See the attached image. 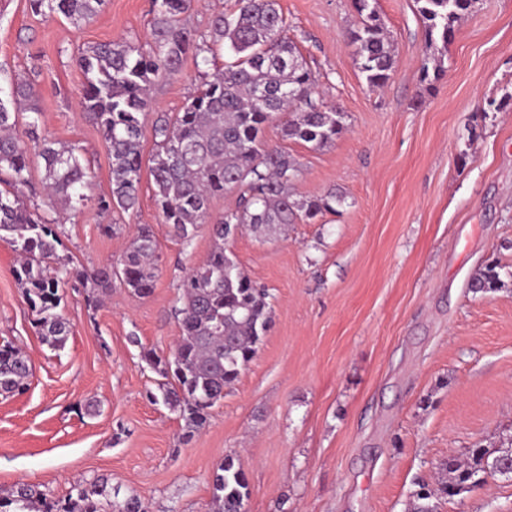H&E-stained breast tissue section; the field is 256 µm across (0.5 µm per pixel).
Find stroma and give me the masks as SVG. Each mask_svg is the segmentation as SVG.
I'll return each instance as SVG.
<instances>
[{
    "instance_id": "1",
    "label": "stroma",
    "mask_w": 512,
    "mask_h": 512,
    "mask_svg": "<svg viewBox=\"0 0 512 512\" xmlns=\"http://www.w3.org/2000/svg\"><path fill=\"white\" fill-rule=\"evenodd\" d=\"M315 76L313 99L333 104L345 130L323 148L264 133L301 167L294 199L335 194L338 213L262 233L227 252L272 295L273 322L203 428L186 435L177 412L152 402L159 375L142 348L169 354L180 336L178 285L213 245L209 225L182 241L161 224L150 176L137 207L100 211L111 189L99 128L79 106V48L151 40V0H106L90 22L33 14L0 0V84L40 65L42 135L75 146L89 166L85 204L33 198L58 224L71 268L118 263L138 225H151L150 296L120 284L90 303L72 280L59 310L71 331L45 344L15 252L0 242V338L16 341L33 374L0 396V489L24 482L55 498L111 478L147 512H212L225 457L244 469V512H409L419 483L451 456L512 440V0H477L455 28L441 78H423L429 53L415 0H377L396 64L370 87L348 41L353 0H278ZM204 82L192 59L152 85L141 138ZM497 262L502 284L472 290ZM97 402L98 414L87 412ZM437 512H512V477L439 500Z\"/></svg>"
}]
</instances>
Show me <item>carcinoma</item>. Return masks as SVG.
Returning a JSON list of instances; mask_svg holds the SVG:
<instances>
[{"label": "carcinoma", "mask_w": 512, "mask_h": 512, "mask_svg": "<svg viewBox=\"0 0 512 512\" xmlns=\"http://www.w3.org/2000/svg\"><path fill=\"white\" fill-rule=\"evenodd\" d=\"M361 27L349 35L358 68L372 87H382L395 65L391 41L375 0H355ZM105 0H29L37 15L63 14L71 22H87ZM152 40L148 48L119 40L88 45L77 62L85 81L83 112L100 128L106 142L111 190L99 199L104 211L127 212L137 203L142 178V120L150 109L148 91L157 79L176 74L189 52L201 70L216 64L224 51V69L204 82L179 112L159 116L154 125L155 153L149 173L161 223L186 240L200 224L211 225L213 248L206 262L183 279L179 309L181 336L167 358L142 349L141 358L164 381L153 401L179 413L187 433L203 427L209 410L224 398L241 371L256 354L272 324L267 290L257 287L226 254L224 243L248 227L261 232L275 224H293L336 212V196L297 201L289 187L301 168L281 147H266V125L283 112L282 140L302 141L315 148L332 144L344 131L340 111L313 102L310 69L285 34L277 0H235L234 8L215 14L210 42L197 44L182 16L192 0H153ZM429 44L447 48L455 24L472 12L475 0H416ZM35 80L19 78L9 91L0 88V172L9 179L0 189V241L21 258L15 276L37 314L39 334L51 347H60L70 323L57 308L69 278L90 280L107 289L112 279L139 297L149 296L156 277L157 243L150 225L139 226L120 261V267L91 274L66 270L58 254V225L30 208L23 199L34 166L43 164L47 196L71 206L87 200L89 177L78 150L39 135L40 112ZM235 192V209L213 219L210 199ZM501 280L495 267L472 281V288L491 292ZM31 366L13 343L0 344V394L27 387ZM512 474V449L493 453L474 448L467 457L439 464L437 489L421 486L411 512H434L435 496L453 498L470 491L489 470ZM214 512H242L248 480L235 459L227 456L212 483ZM107 477L74 486L55 499L39 486L18 484L0 490V512H145L140 498L127 494Z\"/></svg>", "instance_id": "cac0c4a2"}]
</instances>
